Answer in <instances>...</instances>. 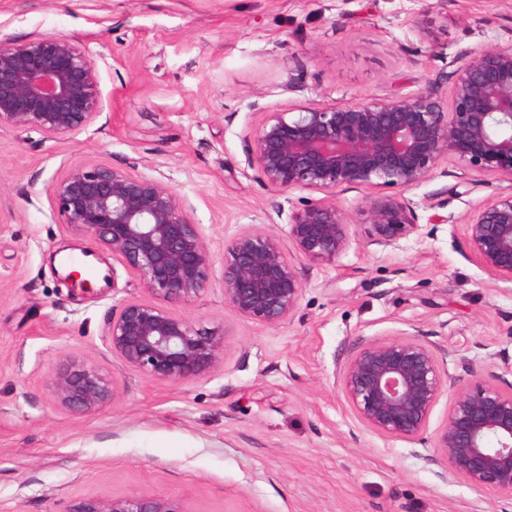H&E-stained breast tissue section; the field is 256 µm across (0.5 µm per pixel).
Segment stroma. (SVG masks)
<instances>
[{
    "instance_id": "obj_1",
    "label": "stroma",
    "mask_w": 512,
    "mask_h": 512,
    "mask_svg": "<svg viewBox=\"0 0 512 512\" xmlns=\"http://www.w3.org/2000/svg\"><path fill=\"white\" fill-rule=\"evenodd\" d=\"M79 40L100 74L104 113L58 137L0 128V512H66L139 490L182 512H512V497L449 480L430 436L365 426L335 373L359 348L416 338L457 389L512 390V281L488 274L465 236L470 214L512 187L446 160L399 194L337 190L351 225L332 261L293 255L304 294L293 319L262 325L225 305L219 281L173 312L226 337L223 367L173 383L126 369L104 334L147 294L121 257L92 292L62 279L60 255L97 249L53 210L55 183L102 163L154 176L193 205L215 259L259 228L281 246L316 190L264 186L246 135L265 113L387 101L433 89L463 50L512 47V0H0V42ZM395 196L415 230L373 244L368 209ZM96 365L118 396L86 414L58 406L59 355Z\"/></svg>"
}]
</instances>
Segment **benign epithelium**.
Returning a JSON list of instances; mask_svg holds the SVG:
<instances>
[{
  "mask_svg": "<svg viewBox=\"0 0 512 512\" xmlns=\"http://www.w3.org/2000/svg\"><path fill=\"white\" fill-rule=\"evenodd\" d=\"M451 103L430 89L381 103L307 106L268 112L247 140L263 182L318 190L381 186L402 192L448 159L486 173L512 175V48L464 51L448 75ZM99 71L78 41L38 36L0 43V127L49 136L80 131L102 113ZM53 209L77 236L89 235L121 256L151 301L127 300L112 314L105 340L125 367L158 380L194 379L224 362L225 336L201 331L169 303H192L212 280L215 259L192 219L190 201L135 168L88 164L53 187ZM376 243L390 246L415 228L394 199L374 202ZM477 261L512 280V191L479 206L465 227ZM287 237L313 261H330L350 244L346 214L335 203L307 204L291 215ZM224 302L242 318L266 325L291 319L304 284L290 254L259 228L224 248ZM340 381L357 417L396 438L426 433L441 393L452 385L434 351L417 338L368 344L343 365ZM64 409L93 413L117 397L99 367L59 356L50 382ZM434 447L449 479L512 495V392L476 381L459 390ZM67 512H181L166 498L135 491L83 500Z\"/></svg>",
  "mask_w": 512,
  "mask_h": 512,
  "instance_id": "1",
  "label": "benign epithelium"
}]
</instances>
